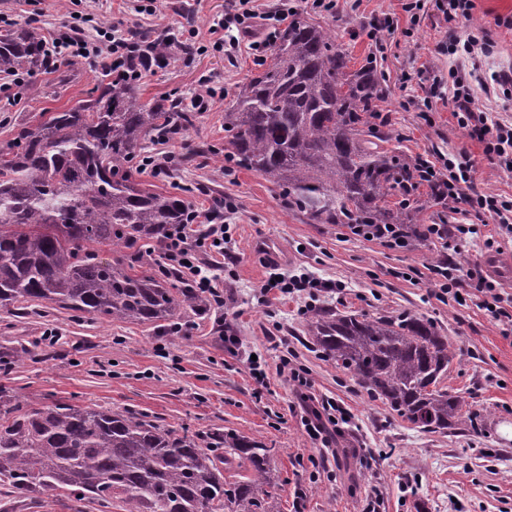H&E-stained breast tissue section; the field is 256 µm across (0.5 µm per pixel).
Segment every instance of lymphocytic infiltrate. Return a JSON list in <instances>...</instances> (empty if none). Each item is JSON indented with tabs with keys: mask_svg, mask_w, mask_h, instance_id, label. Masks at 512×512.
<instances>
[{
	"mask_svg": "<svg viewBox=\"0 0 512 512\" xmlns=\"http://www.w3.org/2000/svg\"><path fill=\"white\" fill-rule=\"evenodd\" d=\"M438 9L446 16L453 29L448 33V52L462 59L476 54L490 53L494 46L491 33L478 28L476 33L458 34L457 24L472 20L474 0H438ZM43 65L55 68L58 62L84 57L97 64L104 74L116 82L139 81L144 70L150 67L154 54L146 44L137 42L132 36H116L106 33L91 37L86 35L82 25L75 24L69 35L43 37ZM452 87L448 102L457 123L466 129L471 140L481 144L483 154L490 164L501 168H512V123L491 122L474 106L475 84L471 73L453 70L450 74ZM431 178L439 179L448 201L465 206L476 218L491 217L496 222V236L487 237L486 248L498 247L500 240L512 237V198L500 195L482 194L473 187L470 162L452 155L442 166H428ZM198 211H190L188 221L176 225L168 238L163 252L160 272L189 271L199 292L221 302L218 285L212 275L220 268V260L229 256L222 240L227 231L221 224H199ZM210 244L216 259L210 266L196 265L193 247ZM432 282L440 295L457 298L461 287H468L473 295L480 297L483 308L490 319L499 325L503 334L512 333V294L501 291L490 280L480 265L461 266L454 258L447 257L430 268Z\"/></svg>",
	"mask_w": 512,
	"mask_h": 512,
	"instance_id": "obj_1",
	"label": "lymphocytic infiltrate"
}]
</instances>
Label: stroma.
I'll return each mask as SVG.
<instances>
[{"label":"stroma","instance_id":"35a3bbf8","mask_svg":"<svg viewBox=\"0 0 512 512\" xmlns=\"http://www.w3.org/2000/svg\"><path fill=\"white\" fill-rule=\"evenodd\" d=\"M404 0H336V10L315 8L313 0H258L259 12L281 4L297 16L329 29L349 56L351 69L376 59L385 74L378 121L390 134L386 149L406 158L440 164L448 155L467 156L475 168L474 187L512 197V170L489 164L448 108V90L434 85L458 67L444 48L448 21L425 0L417 19ZM232 0H155L153 13H139L133 0H0V16L15 26L38 14L41 33H66L71 13L95 11L98 25L121 24L139 38L170 32L177 50L169 62L152 66L137 91L143 103H177L186 111L200 75L225 88L209 111L192 114L190 125L151 145L170 152V175L142 170L152 189L183 198L206 212L216 200L232 202L221 211L229 226L235 260L218 274L223 304L205 312L186 310L178 330L167 325L109 322L74 316L54 304L29 303L26 314L0 309V352L28 349L12 372L13 385L31 405L55 396L93 408L132 410L167 428L210 434L235 431L275 448L271 491L278 512H512V335L502 336L475 298L444 303L437 299L429 267L446 255L425 238L406 249L352 235L339 224H312L289 208L279 187L243 165H228L232 147L224 113L240 85L261 66L250 44L260 24L239 33L233 55L208 43L209 26L231 11ZM474 25L489 29L495 46L480 60L482 78L512 71V0H476ZM393 32L370 38L385 17ZM199 30L205 50L186 46L183 33ZM100 73L90 61L63 62L27 77L20 100L0 101V146L18 127L45 112H59L86 99ZM410 205L424 224H472L463 206L435 202L421 185ZM278 246V266L287 274L306 273L343 283L341 293L321 301L342 313L380 316L406 311L434 322L455 353L443 380L449 392L483 420L481 433H427L403 421L383 401L367 397L352 379L326 361L307 333L308 316L299 300L282 297L260 303L269 266L257 247ZM241 345L232 351L227 334ZM294 352L311 380L310 395L347 407L350 427L332 439L337 454L325 460L303 426L304 403L280 359ZM262 354L268 387L250 377L247 358Z\"/></svg>","mask_w":512,"mask_h":512}]
</instances>
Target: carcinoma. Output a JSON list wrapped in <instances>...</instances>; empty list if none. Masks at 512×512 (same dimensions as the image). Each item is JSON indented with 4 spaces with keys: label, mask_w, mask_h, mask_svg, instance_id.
Masks as SVG:
<instances>
[{
    "label": "carcinoma",
    "mask_w": 512,
    "mask_h": 512,
    "mask_svg": "<svg viewBox=\"0 0 512 512\" xmlns=\"http://www.w3.org/2000/svg\"><path fill=\"white\" fill-rule=\"evenodd\" d=\"M40 35L0 30V74L33 73ZM322 26L294 19L270 61L244 83L224 113V132L247 167L276 184L312 224H387L407 239L427 235L417 216L386 207L421 182L418 165L378 148L389 138L372 123L384 96L374 61L357 71ZM94 95L20 128L0 148V307L47 301L110 321L156 324L208 301L169 276L135 272L168 231L187 223L181 198L136 181L146 143L165 137L175 105L142 103L133 86L98 81ZM112 260L100 257L104 249ZM313 344L371 399L428 432H475L476 416L439 387L454 358L448 338L423 316L338 314L308 318ZM0 360V476L18 503L64 496L124 512H274L275 449L233 431L203 435L166 428L131 410L53 399L38 407L8 384ZM249 474L225 477L233 460Z\"/></svg>",
    "instance_id": "obj_1"
}]
</instances>
